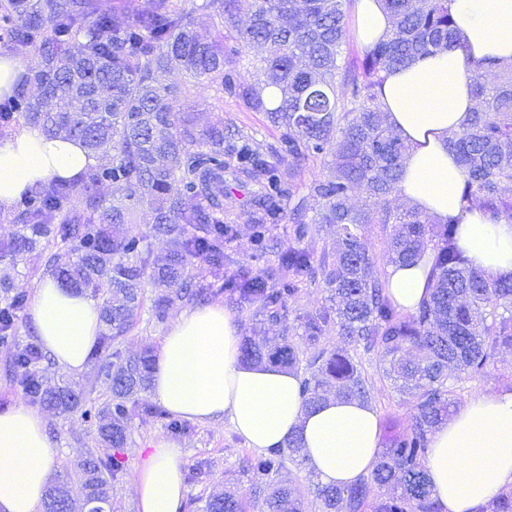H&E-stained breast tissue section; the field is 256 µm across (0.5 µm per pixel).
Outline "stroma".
<instances>
[{"label":"stroma","instance_id":"35a3bbf8","mask_svg":"<svg viewBox=\"0 0 512 512\" xmlns=\"http://www.w3.org/2000/svg\"><path fill=\"white\" fill-rule=\"evenodd\" d=\"M186 104L199 125L205 126L221 118L232 128L253 134L263 144L272 143L276 136L263 113L245 110L233 99L217 93L214 87L205 85L192 89ZM249 199V187L236 186L224 200L226 220L234 224L236 229L233 242L225 249L227 259L224 271L229 275L255 267L251 258ZM47 272L46 258L42 255L22 252L0 257V277H9L15 292L29 298L33 297L38 281ZM167 327V322L153 319L149 303L143 306L123 338L126 352L134 354L146 346L159 348ZM357 358L369 378V401L379 415L381 427H389L399 433L408 430L412 423L410 405L388 380L378 375V355L361 352ZM454 387L458 402L462 405L479 394L512 388V349L496 352L484 374L463 377L455 381ZM42 414L47 421L49 437L59 450L57 470L72 469L74 463L90 448L102 456L112 455V448L99 439L95 427L84 422L79 415L64 417L48 408L43 409ZM128 434L129 441L123 455L125 472L112 484V496L123 512H139L132 485L146 455L153 444L160 441L182 449L186 469L198 466L204 469L200 477L186 484L187 497L193 502L190 512H201L214 483L244 490L249 487L248 478L241 470V460L249 449L229 422H197L191 435L179 437L169 433L160 422L137 418L130 423Z\"/></svg>","mask_w":512,"mask_h":512}]
</instances>
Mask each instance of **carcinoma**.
<instances>
[{
    "mask_svg": "<svg viewBox=\"0 0 512 512\" xmlns=\"http://www.w3.org/2000/svg\"><path fill=\"white\" fill-rule=\"evenodd\" d=\"M355 0H145L123 7L124 18L99 8L98 0H0L9 42L28 46L29 85L0 97V127L19 117L52 137L80 141L97 152L112 145V160L77 180L28 188L12 209L19 229L0 242V254L52 252L47 265L66 288L102 299V329L94 352L97 380L106 397L95 399L77 382L45 387L50 358L40 339L16 341L26 305L14 294L0 305V344L13 347L11 362L26 399L61 415L81 414L119 453L135 417L163 423L187 435L191 426L149 403L154 356L121 350V339L142 308L146 288L161 290L152 314L203 298L208 289L189 279L196 264L222 280L221 290L266 336L243 338L242 359L293 371L303 404L315 408L330 397L366 400L368 379L352 351L380 354L381 376L411 403L412 425L387 438L369 474L345 487L314 485L320 512H441L432 499L425 461L429 435L446 423L458 401L448 372H484L494 352L512 346V280L498 281L467 265L455 244L454 221L440 223L412 205L392 207L408 145L386 123L381 108L384 74L458 41L449 0H384L392 32L349 57ZM218 19L215 34L193 29L191 15ZM248 22L239 24L241 12ZM252 69L251 84L238 80ZM177 68L193 81L218 88L250 112H262L275 141L224 132V119L205 127L179 103L189 87L166 82ZM479 107L448 137V150L463 170L462 200L493 223L512 222V64L471 65ZM330 157L327 175L302 185L309 159ZM236 184L254 187L251 224L257 259H265L267 225L288 222L298 240L315 224L336 226V247L317 257L299 246L278 253L255 273L224 276V247L234 225L224 221V197ZM112 187V202L100 194ZM367 204L353 203L356 192ZM150 207L149 233L123 229L138 209ZM112 228H107V225ZM388 230L383 260L412 265L431 255L429 300L404 313L374 275L364 225ZM167 239L163 263L152 260L148 235ZM321 276L330 305L289 319L298 283ZM336 329L343 346L322 338ZM416 350L419 360L404 355ZM306 467L301 443L268 448L243 459L251 475L245 496L216 490L202 512H305V493L281 480L287 465ZM83 494L52 480L42 510L120 512L112 482L123 473L119 458L90 451L77 463ZM384 490L374 503L372 486ZM477 512H512V488Z\"/></svg>",
    "mask_w": 512,
    "mask_h": 512,
    "instance_id": "obj_1",
    "label": "carcinoma"
}]
</instances>
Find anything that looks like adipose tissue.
<instances>
[{
  "mask_svg": "<svg viewBox=\"0 0 512 512\" xmlns=\"http://www.w3.org/2000/svg\"><path fill=\"white\" fill-rule=\"evenodd\" d=\"M457 47L389 71L382 108L409 150L399 194L439 222L455 221L469 265L493 279L512 277V223H491L461 199L463 173L447 149L477 107L469 65L512 63V0H451ZM357 35L368 46L386 38L392 20L383 0H356ZM100 159L79 141L46 137L24 126L0 138V210L38 182L71 180ZM430 266L387 265L386 291L407 312L427 294ZM32 326L54 361L79 373L101 330L99 305L51 275L38 283ZM241 337L220 304L181 312L165 332L150 396L169 412L197 422L228 420L248 447L264 450L300 440L320 484L348 485L368 474L381 449L379 417L367 402L331 398L303 404L292 371L242 361ZM57 450L38 412L0 411V512H38ZM426 469L442 512H475L512 487V390L481 394L430 435ZM181 449L154 444L134 484L141 512H179L187 488Z\"/></svg>",
  "mask_w": 512,
  "mask_h": 512,
  "instance_id": "ef3b65f1",
  "label": "adipose tissue"
}]
</instances>
